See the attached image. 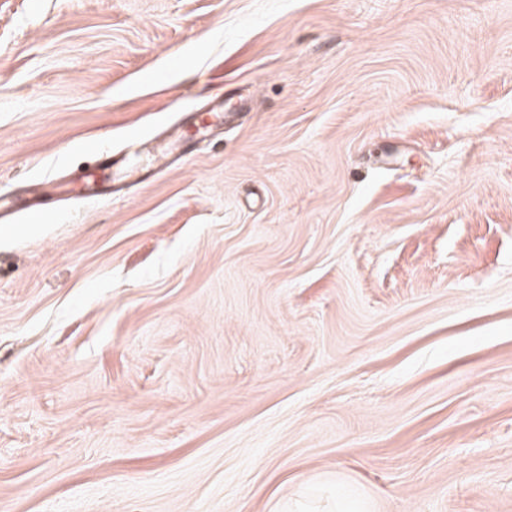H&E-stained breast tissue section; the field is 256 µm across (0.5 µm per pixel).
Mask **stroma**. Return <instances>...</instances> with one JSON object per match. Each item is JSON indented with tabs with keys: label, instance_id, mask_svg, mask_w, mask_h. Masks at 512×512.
<instances>
[{
	"label": "stroma",
	"instance_id": "1",
	"mask_svg": "<svg viewBox=\"0 0 512 512\" xmlns=\"http://www.w3.org/2000/svg\"><path fill=\"white\" fill-rule=\"evenodd\" d=\"M0 512H512V0H0ZM94 159L91 169L76 175L70 182L76 198L110 196L120 189H114V183L120 178L114 177V171L126 168V157H117L112 152L97 149L90 150Z\"/></svg>",
	"mask_w": 512,
	"mask_h": 512
}]
</instances>
